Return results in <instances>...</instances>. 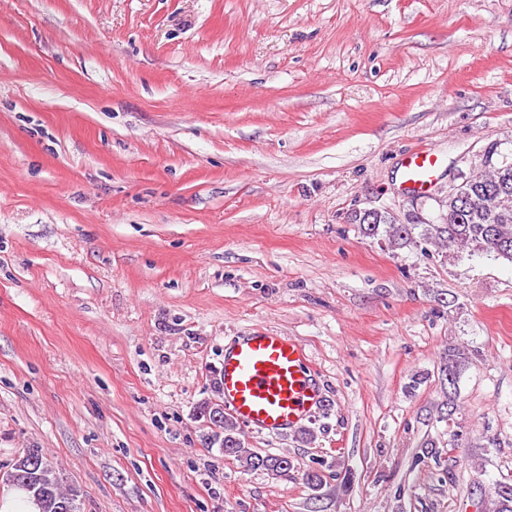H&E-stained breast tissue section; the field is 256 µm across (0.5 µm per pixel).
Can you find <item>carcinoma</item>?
I'll return each mask as SVG.
<instances>
[{
    "mask_svg": "<svg viewBox=\"0 0 512 512\" xmlns=\"http://www.w3.org/2000/svg\"><path fill=\"white\" fill-rule=\"evenodd\" d=\"M461 195L446 198V217L440 224H398L387 212L362 211L354 213L351 221L359 225L363 236L382 240L391 248L414 246L422 253L431 244L445 248L461 247L472 254L503 259L512 263V161H504L491 171L462 175ZM478 351L465 346H451L439 362V380L446 389L448 402L439 415L443 421L453 420L458 409L457 387L462 371L472 363ZM208 398L197 406V416L205 419L208 431L202 435L203 445L213 448L222 443L228 449L224 457L239 462L246 471H267L288 475L294 469L285 456L262 455L244 447L239 437V425L225 414L217 422L206 417L213 400L221 399L219 374H214ZM3 481L27 493L38 504L40 512H78L80 491L63 486L62 479L39 448H27L17 456L12 469ZM495 512H512V486L498 484L490 490Z\"/></svg>",
    "mask_w": 512,
    "mask_h": 512,
    "instance_id": "carcinoma-1",
    "label": "carcinoma"
}]
</instances>
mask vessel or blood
Here are the masks:
<instances>
[{
  "label": "vessel or blood",
  "mask_w": 512,
  "mask_h": 512,
  "mask_svg": "<svg viewBox=\"0 0 512 512\" xmlns=\"http://www.w3.org/2000/svg\"><path fill=\"white\" fill-rule=\"evenodd\" d=\"M440 158L421 147L401 163V187L412 195L429 193ZM224 408L245 427L277 433L308 420L322 403L319 386L306 366L303 346L267 331H254L224 353L220 369Z\"/></svg>",
  "instance_id": "1"
}]
</instances>
